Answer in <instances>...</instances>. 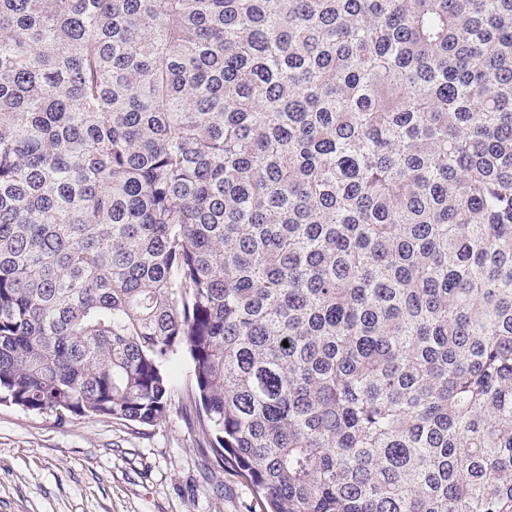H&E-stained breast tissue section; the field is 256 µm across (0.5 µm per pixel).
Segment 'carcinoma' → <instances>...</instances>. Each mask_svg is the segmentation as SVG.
I'll return each mask as SVG.
<instances>
[{
  "label": "carcinoma",
  "instance_id": "cac0c4a2",
  "mask_svg": "<svg viewBox=\"0 0 512 512\" xmlns=\"http://www.w3.org/2000/svg\"><path fill=\"white\" fill-rule=\"evenodd\" d=\"M183 356L260 512H512V0H0V403Z\"/></svg>",
  "mask_w": 512,
  "mask_h": 512
}]
</instances>
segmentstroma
<instances>
[{"instance_id":"1","label":"stroma","mask_w":512,"mask_h":512,"mask_svg":"<svg viewBox=\"0 0 512 512\" xmlns=\"http://www.w3.org/2000/svg\"><path fill=\"white\" fill-rule=\"evenodd\" d=\"M170 376V414L152 427L0 405V512H255L242 479L194 441L189 362Z\"/></svg>"}]
</instances>
